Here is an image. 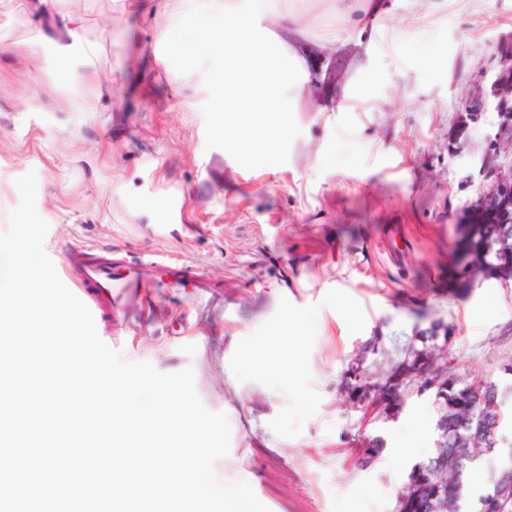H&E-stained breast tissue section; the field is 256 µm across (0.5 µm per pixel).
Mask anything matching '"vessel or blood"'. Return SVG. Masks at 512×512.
Returning <instances> with one entry per match:
<instances>
[{
    "mask_svg": "<svg viewBox=\"0 0 512 512\" xmlns=\"http://www.w3.org/2000/svg\"><path fill=\"white\" fill-rule=\"evenodd\" d=\"M189 268L184 263L166 264L163 275L147 281L139 264H126L116 270L108 255H96L82 247H73L63 257L62 274L83 296L89 310L106 319H129L143 309L153 288H180Z\"/></svg>",
    "mask_w": 512,
    "mask_h": 512,
    "instance_id": "b4317fda",
    "label": "vessel or blood"
}]
</instances>
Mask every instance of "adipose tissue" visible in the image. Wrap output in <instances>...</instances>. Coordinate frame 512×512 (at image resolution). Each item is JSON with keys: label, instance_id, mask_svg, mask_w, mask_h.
<instances>
[{"label": "adipose tissue", "instance_id": "obj_1", "mask_svg": "<svg viewBox=\"0 0 512 512\" xmlns=\"http://www.w3.org/2000/svg\"><path fill=\"white\" fill-rule=\"evenodd\" d=\"M181 12L192 24L203 15L210 20L199 43H185L181 54L194 63L204 46L220 61L211 95L224 130L236 135L233 149L252 162L265 158L290 137L304 83L320 60L305 9L276 0H181Z\"/></svg>", "mask_w": 512, "mask_h": 512}]
</instances>
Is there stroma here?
I'll use <instances>...</instances> for the list:
<instances>
[{
  "label": "stroma",
  "mask_w": 512,
  "mask_h": 512,
  "mask_svg": "<svg viewBox=\"0 0 512 512\" xmlns=\"http://www.w3.org/2000/svg\"><path fill=\"white\" fill-rule=\"evenodd\" d=\"M179 0H0V231L38 180L53 263L81 246L113 260L177 259L216 282L162 292L135 325L99 337L163 372L193 368L204 406L231 425L215 464L250 484L270 512H395L413 464L434 451L431 395L395 417L353 405L350 367L369 375L448 329V369L490 381L512 450V285L460 283L456 228L488 182L499 128L495 101L458 134L461 103L488 87L512 0L462 10L420 0L415 18L375 14L330 49L340 89L306 95L290 139L267 160H242L221 131L208 54L182 64L191 39ZM71 16L92 59L55 50L53 18ZM179 201L180 213L169 206ZM300 317L301 368L255 373L245 352L273 344L284 308ZM387 448L362 465L360 436Z\"/></svg>",
  "instance_id": "1"
}]
</instances>
